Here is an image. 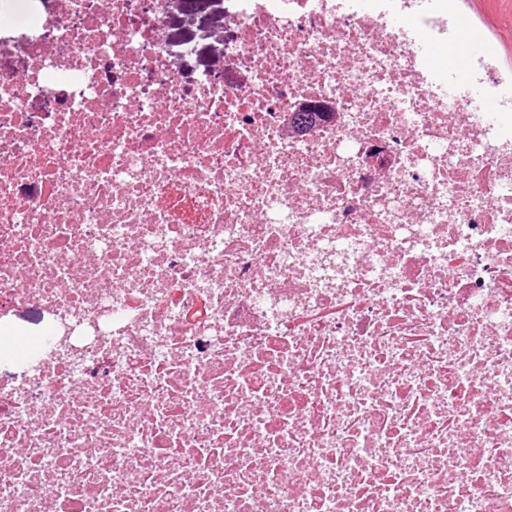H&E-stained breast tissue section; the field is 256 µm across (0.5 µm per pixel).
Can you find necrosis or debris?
<instances>
[{
  "mask_svg": "<svg viewBox=\"0 0 512 512\" xmlns=\"http://www.w3.org/2000/svg\"><path fill=\"white\" fill-rule=\"evenodd\" d=\"M225 2L189 92L172 0H0V512H512V73Z\"/></svg>",
  "mask_w": 512,
  "mask_h": 512,
  "instance_id": "necrosis-or-debris-1",
  "label": "necrosis or debris"
}]
</instances>
